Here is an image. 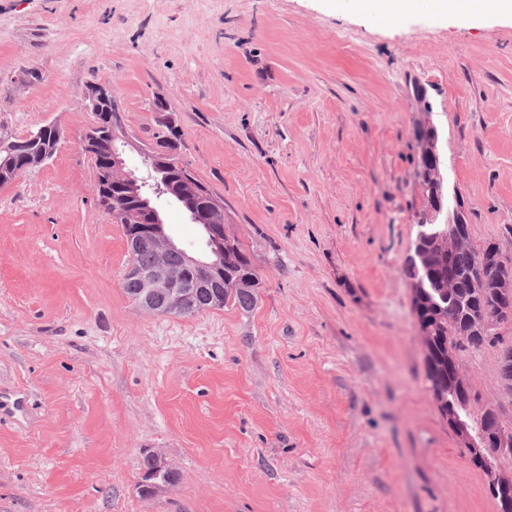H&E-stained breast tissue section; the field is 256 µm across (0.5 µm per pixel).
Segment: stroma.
Instances as JSON below:
<instances>
[{"label":"stroma","mask_w":512,"mask_h":512,"mask_svg":"<svg viewBox=\"0 0 512 512\" xmlns=\"http://www.w3.org/2000/svg\"><path fill=\"white\" fill-rule=\"evenodd\" d=\"M36 69L40 82L26 85ZM112 87L128 169L160 123L224 200L257 303L159 315L74 138ZM474 242L512 225V24L328 0H0V122L70 138L0 186V512H498L424 378L405 259L417 121ZM170 239L203 231L157 202ZM497 353L466 363L497 399ZM174 486L141 498L145 455Z\"/></svg>","instance_id":"obj_1"}]
</instances>
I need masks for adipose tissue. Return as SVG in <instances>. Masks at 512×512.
Segmentation results:
<instances>
[{
  "instance_id": "adipose-tissue-1",
  "label": "adipose tissue",
  "mask_w": 512,
  "mask_h": 512,
  "mask_svg": "<svg viewBox=\"0 0 512 512\" xmlns=\"http://www.w3.org/2000/svg\"><path fill=\"white\" fill-rule=\"evenodd\" d=\"M491 2L498 17L512 22V0H333L336 9L379 21L398 20L416 10L438 17L477 18L486 13Z\"/></svg>"
}]
</instances>
